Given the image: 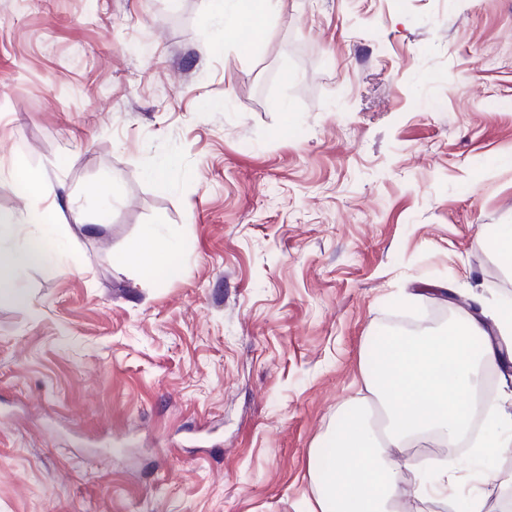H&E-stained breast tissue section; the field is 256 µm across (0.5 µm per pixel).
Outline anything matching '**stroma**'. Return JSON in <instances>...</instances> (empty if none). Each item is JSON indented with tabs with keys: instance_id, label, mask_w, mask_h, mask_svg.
Listing matches in <instances>:
<instances>
[{
	"instance_id": "1",
	"label": "stroma",
	"mask_w": 512,
	"mask_h": 512,
	"mask_svg": "<svg viewBox=\"0 0 512 512\" xmlns=\"http://www.w3.org/2000/svg\"><path fill=\"white\" fill-rule=\"evenodd\" d=\"M0 0V512H309L405 312L512 303V0ZM175 169L167 186L152 170ZM176 245L157 275L146 229ZM282 0H206L208 10L223 14L225 23L235 24L247 18L245 14H254L253 23L260 25L262 17L277 12ZM14 234L15 227L12 224L0 225V291L3 288L13 289L21 298L17 289L13 288L17 271L56 262L57 251L49 246L52 237L46 234L31 237L19 247H4V241ZM495 254L500 265L512 272V226L504 225L495 243ZM172 249L173 245L169 241L159 239L152 230L147 229L142 246L135 250L130 259L137 263L143 277L152 278L158 273L161 259L168 256Z\"/></svg>"
}]
</instances>
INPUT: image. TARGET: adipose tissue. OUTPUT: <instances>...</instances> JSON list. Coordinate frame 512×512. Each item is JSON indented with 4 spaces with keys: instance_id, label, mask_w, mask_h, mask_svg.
Instances as JSON below:
<instances>
[{
    "instance_id": "obj_1",
    "label": "adipose tissue",
    "mask_w": 512,
    "mask_h": 512,
    "mask_svg": "<svg viewBox=\"0 0 512 512\" xmlns=\"http://www.w3.org/2000/svg\"><path fill=\"white\" fill-rule=\"evenodd\" d=\"M282 0H205L208 9L234 24L252 15L254 22L277 12ZM15 233L0 225V289L12 287L17 271L45 266L57 259L49 235L7 246ZM485 331L478 320L449 323L437 336L384 337L382 353L367 349L361 369L362 390L382 403L388 420L385 438H378L357 410L347 411L345 427L329 435L325 452L313 455L311 480L315 505L311 512H398L404 494L399 474L411 468L407 450L435 440L455 445L471 439L486 464H493L512 446V419L498 420L489 436L470 437L475 383L479 367L495 368L500 355L489 343L473 351Z\"/></svg>"
}]
</instances>
